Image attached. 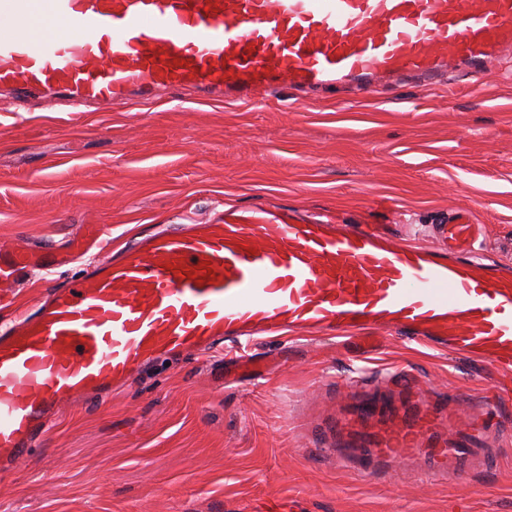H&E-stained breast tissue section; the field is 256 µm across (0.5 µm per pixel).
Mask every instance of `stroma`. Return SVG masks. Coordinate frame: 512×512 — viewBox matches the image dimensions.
Returning a JSON list of instances; mask_svg holds the SVG:
<instances>
[{
  "label": "stroma",
  "mask_w": 512,
  "mask_h": 512,
  "mask_svg": "<svg viewBox=\"0 0 512 512\" xmlns=\"http://www.w3.org/2000/svg\"><path fill=\"white\" fill-rule=\"evenodd\" d=\"M375 198L407 214L399 237L426 245L443 214L470 209L490 260L512 267V67L434 93L379 83L322 102L279 91L249 105L0 112V246H56L106 224L117 247L230 206L354 220ZM275 352L285 364L264 380L228 386L218 356H178L65 405L0 473V512H259L269 496L299 512H512V457L449 483L374 482L314 446L336 443L352 367L412 369L467 414L483 368L390 333L370 351L321 340Z\"/></svg>",
  "instance_id": "35a3bbf8"
}]
</instances>
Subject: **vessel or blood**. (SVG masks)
<instances>
[{
  "mask_svg": "<svg viewBox=\"0 0 512 512\" xmlns=\"http://www.w3.org/2000/svg\"><path fill=\"white\" fill-rule=\"evenodd\" d=\"M512 52V0H0V110L47 101L251 103L269 90L427 88L479 79ZM436 245L384 224L303 221L287 210H227L160 230L56 283L103 228L60 248L0 247V302L31 270L48 282L0 327V463L35 446L63 404L104 396L165 356L247 350L282 338L347 341L374 331L512 373V270L476 254L468 214ZM329 457L370 480L445 482L504 457L490 423L460 427L457 400L407 370L361 373Z\"/></svg>",
  "mask_w": 512,
  "mask_h": 512,
  "instance_id": "vessel-or-blood-1",
  "label": "vessel or blood"
}]
</instances>
